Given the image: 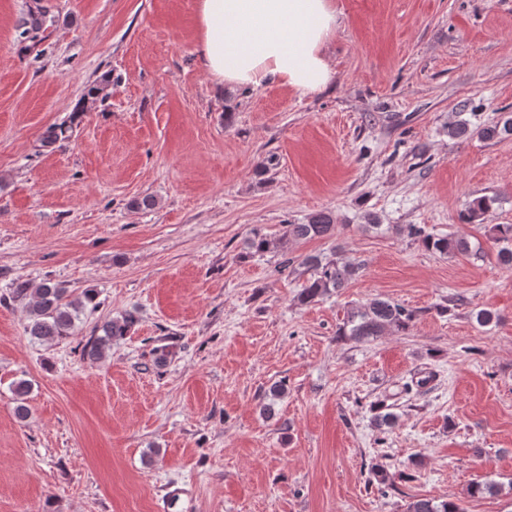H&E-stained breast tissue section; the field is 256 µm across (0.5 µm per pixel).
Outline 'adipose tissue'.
<instances>
[{"label": "adipose tissue", "instance_id": "1", "mask_svg": "<svg viewBox=\"0 0 512 512\" xmlns=\"http://www.w3.org/2000/svg\"><path fill=\"white\" fill-rule=\"evenodd\" d=\"M197 16L202 64L220 82L314 93L335 76V0H198Z\"/></svg>", "mask_w": 512, "mask_h": 512}]
</instances>
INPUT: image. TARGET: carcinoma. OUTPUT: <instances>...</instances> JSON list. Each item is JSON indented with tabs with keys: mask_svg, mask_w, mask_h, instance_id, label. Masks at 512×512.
Here are the masks:
<instances>
[{
	"mask_svg": "<svg viewBox=\"0 0 512 512\" xmlns=\"http://www.w3.org/2000/svg\"><path fill=\"white\" fill-rule=\"evenodd\" d=\"M109 86L108 77L95 81L87 86L84 98L103 102L109 96ZM81 112L82 109L77 107L70 120L48 126L41 134V145L51 147L70 139ZM478 134L485 140L512 136V116L480 129ZM494 202L495 199L489 196L474 198L462 215V221L468 224L483 223ZM335 227L330 214L319 212L310 216L305 224L288 225V236L295 241L324 239L333 235ZM399 231L420 239L425 247L439 253L466 255L471 252L469 241L462 237L427 234L423 228L414 224H407L399 228ZM488 232L489 238L499 245L498 260L506 266H512V224H494ZM299 265L310 274L300 294L304 303H311L344 287L358 272V267L351 263L324 262L317 255L304 256ZM89 306L97 307L94 290L87 289L81 295L75 296L61 284L45 282L35 291L32 301L27 303L29 323L26 330L33 338L43 343H52L72 335L80 313ZM415 318L416 313L401 304L388 299L373 298L366 305L350 311L346 322L339 328L338 335L347 336L357 342L371 341L391 328L401 332L409 330ZM136 323L137 317L132 312L104 321L102 325L95 327L99 334H91L84 344L83 354L91 359L101 358L105 350L112 347V341L126 336ZM28 392L29 386L26 382L16 384V414L21 419L29 417L26 404ZM406 512H466V509L460 501L417 498L409 502Z\"/></svg>",
	"mask_w": 512,
	"mask_h": 512,
	"instance_id": "cac0c4a2",
	"label": "carcinoma"
}]
</instances>
